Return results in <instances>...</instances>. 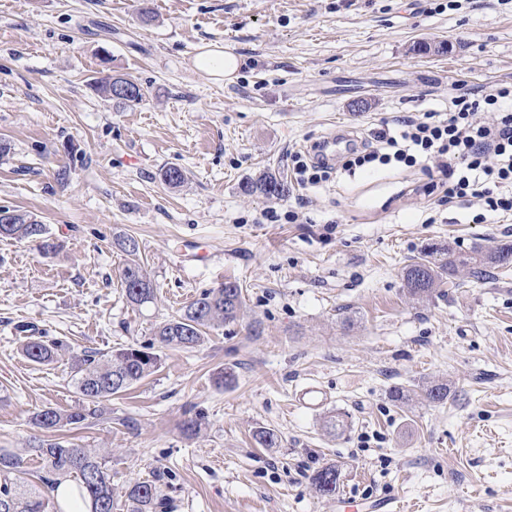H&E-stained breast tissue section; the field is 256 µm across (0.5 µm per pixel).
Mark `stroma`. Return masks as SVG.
<instances>
[{"label": "stroma", "mask_w": 512, "mask_h": 512, "mask_svg": "<svg viewBox=\"0 0 512 512\" xmlns=\"http://www.w3.org/2000/svg\"><path fill=\"white\" fill-rule=\"evenodd\" d=\"M208 43L241 57L235 76L195 68ZM115 74L142 101L95 90ZM502 86L512 0H0V207L59 244L0 241V448L39 470L30 417L75 406L73 358L153 342L230 278L238 321L192 349L158 347L152 374L61 432L109 457L115 512L148 480L165 512H337L340 497L389 495L400 512H512V268L421 304L403 282L426 248L512 243V215L474 223L477 207L442 204L420 163L316 185L293 172L325 137L365 140ZM168 167L185 183L162 181ZM264 172L286 197L243 191ZM123 236L156 288L142 309L122 293ZM29 336L68 351L34 364ZM434 380L445 402L389 397ZM310 384L327 397L316 410L295 401ZM332 415L342 429H326ZM262 428L279 447L255 443ZM329 464L339 486L323 496L312 476ZM117 84H125L130 88L129 93L122 96H114V88ZM95 89L106 97H111L122 104L128 105L139 103L144 95L143 90L135 82L121 77L114 78L112 75H107L95 81Z\"/></svg>", "instance_id": "35a3bbf8"}]
</instances>
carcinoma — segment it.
<instances>
[{
	"label": "carcinoma",
	"instance_id": "obj_1",
	"mask_svg": "<svg viewBox=\"0 0 512 512\" xmlns=\"http://www.w3.org/2000/svg\"><path fill=\"white\" fill-rule=\"evenodd\" d=\"M118 84L129 87V93L114 96L122 104H137L143 98V90L133 81L107 75L95 81V89L109 97ZM246 193L259 192L267 197H283L288 192L285 182L273 173L248 180L243 184ZM0 239L18 242L39 241V248L53 252L57 248L46 225L27 214L19 215L13 224H0ZM121 249L130 256L121 273L123 294L131 305L140 308L155 299L153 281L137 260L139 246L135 239L118 240ZM512 265V244L503 243L487 251H476L460 256L452 249L443 251L426 249L411 261L405 269L403 280L409 300L419 302L429 298L444 280L450 281L465 274L470 278L483 279L494 269H507ZM243 306L240 284L227 279L220 286L200 295L174 316L157 327L160 344L172 349H190L203 342L202 328L237 320ZM63 350L58 341L31 339L22 346L23 356L32 363L48 364L56 360ZM159 364V356L151 347H128L112 354L88 352L74 358L71 366L72 383L81 403L70 411H60L45 406L34 413L33 423L44 432V438L32 448L40 460L42 485L55 491L63 478L73 479V492L87 502L88 512H113L112 476L107 461L97 451L79 448L54 433L69 426L77 428L98 411V404L105 398L120 393L150 375ZM392 401L407 405L420 397L432 403L448 398V384L430 383L419 390L395 388L390 391ZM25 460L15 453L0 449V512H61L58 502L45 495L25 478ZM339 472L336 466L326 465L316 471L312 481L315 490L324 496L336 494ZM129 512H157L162 499L156 485L136 482L126 492Z\"/></svg>",
	"mask_w": 512,
	"mask_h": 512
}]
</instances>
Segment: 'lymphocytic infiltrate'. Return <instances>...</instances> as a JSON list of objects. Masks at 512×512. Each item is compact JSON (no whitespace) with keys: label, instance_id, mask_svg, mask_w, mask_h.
Segmentation results:
<instances>
[{"label":"lymphocytic infiltrate","instance_id":"1","mask_svg":"<svg viewBox=\"0 0 512 512\" xmlns=\"http://www.w3.org/2000/svg\"><path fill=\"white\" fill-rule=\"evenodd\" d=\"M491 113L483 121L481 113ZM365 153L343 164L352 171L369 165L430 163L448 203L477 202L487 214H512V89L501 87L473 100L461 94L448 102L444 119H400L371 133Z\"/></svg>","mask_w":512,"mask_h":512}]
</instances>
